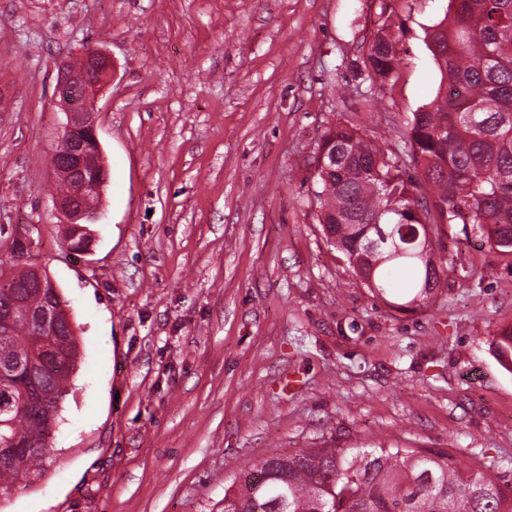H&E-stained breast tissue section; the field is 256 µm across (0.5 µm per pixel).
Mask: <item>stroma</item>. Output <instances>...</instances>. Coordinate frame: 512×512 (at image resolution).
Returning <instances> with one entry per match:
<instances>
[{"label": "stroma", "instance_id": "stroma-1", "mask_svg": "<svg viewBox=\"0 0 512 512\" xmlns=\"http://www.w3.org/2000/svg\"><path fill=\"white\" fill-rule=\"evenodd\" d=\"M448 0H0V258L68 300L80 360L42 477L0 512H222L274 452L439 448L512 483V258L461 224L455 271L399 311L317 220L322 136L402 154L440 83L425 32ZM399 28L394 80L364 55ZM112 55L98 99L108 180L90 250L67 251L50 158L58 60Z\"/></svg>", "mask_w": 512, "mask_h": 512}]
</instances>
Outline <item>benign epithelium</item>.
<instances>
[{"label": "benign epithelium", "mask_w": 512, "mask_h": 512, "mask_svg": "<svg viewBox=\"0 0 512 512\" xmlns=\"http://www.w3.org/2000/svg\"><path fill=\"white\" fill-rule=\"evenodd\" d=\"M112 81V58L88 48L59 67L54 98L66 123L51 157L54 177L71 182L65 195L55 198L60 223L97 224L96 207L107 185L105 156L97 136L96 100Z\"/></svg>", "instance_id": "benign-epithelium-1"}]
</instances>
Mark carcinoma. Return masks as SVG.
Returning <instances> with one entry per match:
<instances>
[{"mask_svg":"<svg viewBox=\"0 0 512 512\" xmlns=\"http://www.w3.org/2000/svg\"><path fill=\"white\" fill-rule=\"evenodd\" d=\"M392 25L369 45L365 64L383 81L400 59ZM441 74L432 102L407 122L406 157L388 155L376 140L348 127L325 134L319 147L336 167L318 174L319 224L345 246L353 273L370 291L388 293L399 281L427 304L448 282L449 260L421 259L413 229L438 232L470 224L501 254L512 255V0H449L426 32ZM404 254L390 259L395 246ZM0 308L19 300L27 315L0 333V445L23 447L0 462V496L41 476L60 403L77 367L73 334L58 336L64 360L36 352L28 317L48 303L32 266L0 263ZM265 482H253L254 473ZM224 512H512V485L490 468L466 471L444 450L399 443L369 448H306L274 453L224 492Z\"/></svg>","mask_w":512,"mask_h":512,"instance_id":"1","label":"carcinoma"}]
</instances>
